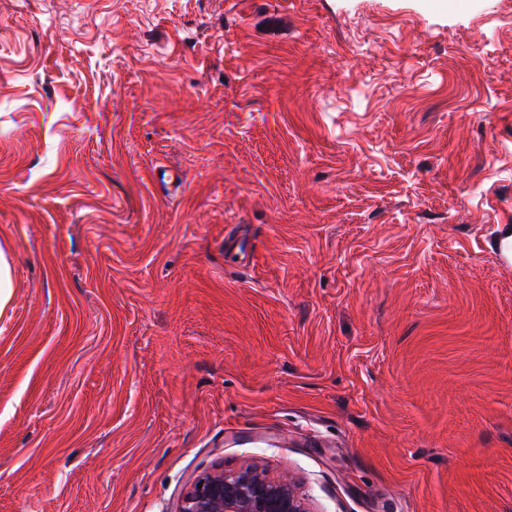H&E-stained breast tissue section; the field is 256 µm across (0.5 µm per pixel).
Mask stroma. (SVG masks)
Returning a JSON list of instances; mask_svg holds the SVG:
<instances>
[{"label":"stroma","instance_id":"obj_1","mask_svg":"<svg viewBox=\"0 0 512 512\" xmlns=\"http://www.w3.org/2000/svg\"><path fill=\"white\" fill-rule=\"evenodd\" d=\"M506 224L512 0H0V512H512ZM202 483L201 487L198 484ZM177 512H309L294 485L255 463L217 466L182 494Z\"/></svg>","mask_w":512,"mask_h":512}]
</instances>
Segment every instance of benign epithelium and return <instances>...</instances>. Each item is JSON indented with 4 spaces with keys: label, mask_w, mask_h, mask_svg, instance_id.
<instances>
[{
    "label": "benign epithelium",
    "mask_w": 512,
    "mask_h": 512,
    "mask_svg": "<svg viewBox=\"0 0 512 512\" xmlns=\"http://www.w3.org/2000/svg\"><path fill=\"white\" fill-rule=\"evenodd\" d=\"M177 512H309L294 485L255 463L217 466L182 494Z\"/></svg>",
    "instance_id": "benign-epithelium-1"
}]
</instances>
